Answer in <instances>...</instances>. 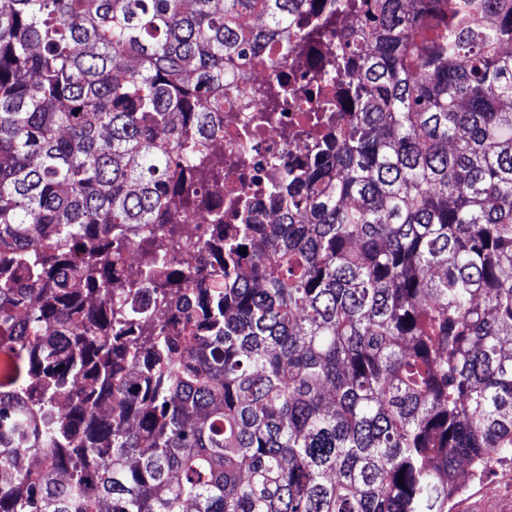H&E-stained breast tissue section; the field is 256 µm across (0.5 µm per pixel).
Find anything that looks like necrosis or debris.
Wrapping results in <instances>:
<instances>
[{"label":"necrosis or debris","mask_w":512,"mask_h":512,"mask_svg":"<svg viewBox=\"0 0 512 512\" xmlns=\"http://www.w3.org/2000/svg\"><path fill=\"white\" fill-rule=\"evenodd\" d=\"M346 0H307L300 15L303 23L318 21L323 15H335L337 26L326 46L349 38L358 26L355 16L345 8ZM322 66L315 63L297 41L275 45L263 52L241 78L224 85V106L220 115L223 128L209 153L223 161L224 179L210 186L213 194L232 198L245 188H253L256 198H263L269 184L280 179L293 158L311 153L324 135L323 128L307 123L306 118L325 97H344L346 87L326 83ZM287 83L291 95L282 111L276 112L270 125L259 135L248 137L244 131L251 124L250 92L271 82ZM210 223L208 211L199 210L179 217L181 246L162 245L161 250L172 264L197 271L209 255L198 247V240Z\"/></svg>","instance_id":"4bbe7bcc"}]
</instances>
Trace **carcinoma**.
Returning a JSON list of instances; mask_svg holds the SVG:
<instances>
[{
  "mask_svg": "<svg viewBox=\"0 0 512 512\" xmlns=\"http://www.w3.org/2000/svg\"><path fill=\"white\" fill-rule=\"evenodd\" d=\"M305 5L0 0V512H448L512 456V0H352L350 121L274 223L213 197L134 335L119 253L203 199L224 82L325 36ZM177 222L180 228L182 245L171 247L165 241L160 242V249L170 263L182 265L196 272L205 262H208L207 252L198 248V240L211 224L210 214L206 210L181 215Z\"/></svg>",
  "mask_w": 512,
  "mask_h": 512,
  "instance_id": "carcinoma-1",
  "label": "carcinoma"
}]
</instances>
